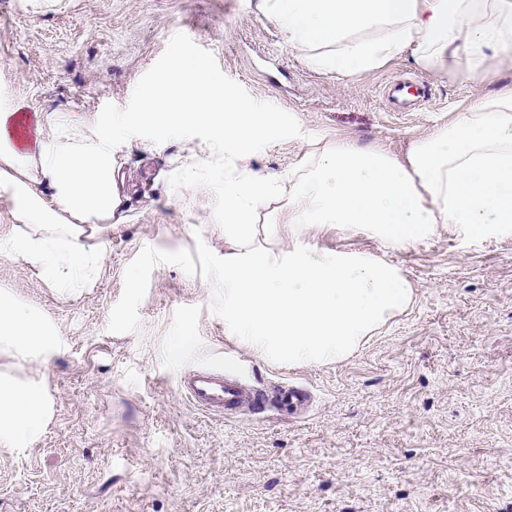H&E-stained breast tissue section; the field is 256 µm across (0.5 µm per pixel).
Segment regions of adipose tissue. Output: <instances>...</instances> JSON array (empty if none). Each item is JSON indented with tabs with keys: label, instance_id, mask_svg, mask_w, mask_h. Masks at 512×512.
<instances>
[{
	"label": "adipose tissue",
	"instance_id": "adipose-tissue-1",
	"mask_svg": "<svg viewBox=\"0 0 512 512\" xmlns=\"http://www.w3.org/2000/svg\"><path fill=\"white\" fill-rule=\"evenodd\" d=\"M289 46L315 67L353 77L411 53L426 71L482 75L488 55L512 57V0H260ZM16 110L0 112V195L17 219L0 256L23 260L55 290L75 296L112 246L120 205L115 145L124 126L83 129L58 115L33 140H13ZM151 126V148L191 125L240 160L259 153L265 131L253 107L227 99L205 65H179L146 87L126 126ZM277 179L248 172L224 188V323L264 359L291 365L341 362L406 310L414 290L385 252L452 227L470 240L512 235V86L481 99L404 158L329 144L288 193L279 224H258ZM332 226L375 240L380 253L321 249ZM287 247H279L280 236ZM58 338L34 309L0 292V354L49 360ZM51 418L39 383L0 373V446L41 436Z\"/></svg>",
	"mask_w": 512,
	"mask_h": 512
}]
</instances>
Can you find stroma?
<instances>
[{"mask_svg":"<svg viewBox=\"0 0 512 512\" xmlns=\"http://www.w3.org/2000/svg\"><path fill=\"white\" fill-rule=\"evenodd\" d=\"M198 60L259 113L269 136L247 165L271 175L339 137L404 156L512 84L500 56L481 81L407 53L339 78L288 46L257 0H0V108L117 124L143 87ZM396 76L427 83L431 100L391 111ZM151 135L133 129L117 148L121 208L93 288L65 299L0 258V290L61 340L21 370L53 416L23 449L0 447V512H512V236L448 228L392 252L411 307L342 363H268L224 326L223 181L202 169L197 193L181 190L207 129L160 150ZM227 357L250 385L305 387L311 410L198 411L179 377Z\"/></svg>","mask_w":512,"mask_h":512,"instance_id":"35a3bbf8","label":"stroma"}]
</instances>
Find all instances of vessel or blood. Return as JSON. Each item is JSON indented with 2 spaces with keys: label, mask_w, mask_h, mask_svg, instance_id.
I'll return each mask as SVG.
<instances>
[{
  "label": "vessel or blood",
  "mask_w": 512,
  "mask_h": 512,
  "mask_svg": "<svg viewBox=\"0 0 512 512\" xmlns=\"http://www.w3.org/2000/svg\"><path fill=\"white\" fill-rule=\"evenodd\" d=\"M429 95L425 84L394 80L387 86V100L399 112L409 111ZM179 388L197 409L228 419L247 409H261L267 402L266 395L248 385L238 371L220 364H207L189 372L180 379Z\"/></svg>",
  "instance_id": "1"
}]
</instances>
